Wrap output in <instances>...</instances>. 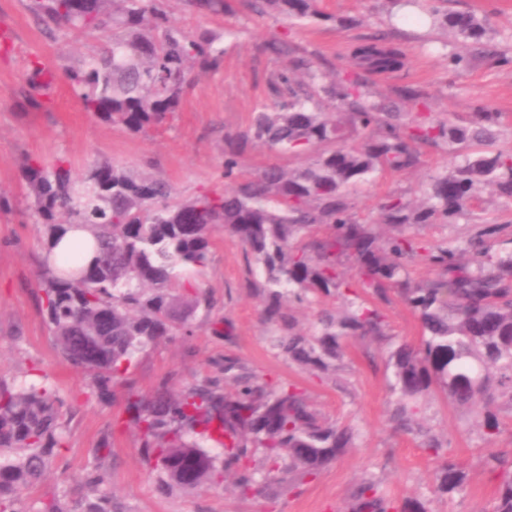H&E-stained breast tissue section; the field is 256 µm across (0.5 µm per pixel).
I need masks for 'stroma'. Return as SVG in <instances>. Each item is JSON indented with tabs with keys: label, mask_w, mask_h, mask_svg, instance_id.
<instances>
[{
	"label": "stroma",
	"mask_w": 512,
	"mask_h": 512,
	"mask_svg": "<svg viewBox=\"0 0 512 512\" xmlns=\"http://www.w3.org/2000/svg\"><path fill=\"white\" fill-rule=\"evenodd\" d=\"M169 4L181 28L224 32L223 63L217 71L195 77L165 124L135 134L84 112L67 81V69L97 49L96 38L64 27L46 32L26 11L25 0H0V30L13 33L9 58H0V191L12 201L10 211H0V378L17 381L29 368L38 367L40 381L54 387L69 421L66 446L54 455L46 479L33 493H22V503L55 495L70 505L73 493L83 490L86 473L96 467L112 492L115 512H345L355 485L370 475L381 479L396 498L424 495L430 512H492L498 483L483 458L492 447L512 445V420L505 421L491 446L467 415L443 397L433 398L426 409L427 423L448 439L449 454L467 473L463 492L450 498L434 495L433 460L388 421V344L349 341L344 361L331 379L309 376L274 356L260 303L244 288L243 248L223 231H215L211 260L196 281L217 300L221 314L233 321L232 340L212 336L206 324H199L188 340L163 341L140 355L130 380L142 394L166 375L182 388L216 375L215 360L229 350L258 372L304 387L328 418L355 427L359 437L356 448L304 484L300 494L283 492L244 501L228 483L191 493L159 494L134 430H113L116 417L124 412V388L115 387L107 399H100L91 392L89 376L59 356L38 307L42 228L26 220L31 199L21 178L24 158L32 154L50 160L66 154L78 170L107 160L168 181L178 196H191L221 183L218 144L225 131L246 129L253 112L272 103L267 81L285 60L266 51L268 42L289 35L296 45L339 69L363 37L386 30L388 16L387 7L376 0H317L324 20L291 27L277 15L258 16L243 9L232 16L197 15L185 11L181 0ZM446 8L489 16L492 34L468 48L473 62L457 71L449 69L440 43L420 42L424 26L402 22L398 41L406 53L405 66L376 79L375 90L384 93L393 84L418 85L429 93L435 116L466 121L482 106L500 112L503 125L512 128V62H499L503 54L512 59V0H448ZM339 16L355 17L358 23L339 28ZM33 53L42 55L53 72L54 107L48 112L20 105L24 64ZM422 160L415 172L386 174L355 186L351 197L358 214L377 218L385 195L400 190L419 195L427 175L452 163L450 156L428 148ZM105 435L112 438V453L98 461L93 450Z\"/></svg>",
	"instance_id": "stroma-1"
}]
</instances>
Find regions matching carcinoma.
<instances>
[{
	"label": "carcinoma",
	"mask_w": 512,
	"mask_h": 512,
	"mask_svg": "<svg viewBox=\"0 0 512 512\" xmlns=\"http://www.w3.org/2000/svg\"><path fill=\"white\" fill-rule=\"evenodd\" d=\"M82 2L26 0V8L48 28L101 37L99 49L66 74L84 111L101 121L132 132L158 127L179 107L192 75L221 66L224 33L175 26L168 0ZM442 2L426 3L442 34L478 44L491 32L488 18L449 12ZM237 3L291 23L328 19L316 0H185L196 12L222 16L235 14ZM388 37L367 39L332 72L305 48L271 42L272 52L292 55L269 82L273 103L260 105L246 129L224 133V184L192 197L108 161L77 174L66 155L26 156L22 180L33 197L28 219L43 225L45 249L70 224L94 235L90 265H81L78 248L62 258L77 275L41 266L38 305L62 359L88 372L101 398L130 385L137 355L194 335L200 312L212 335L234 336L194 278L211 259L217 228L243 246L246 287L261 302L271 349L311 376L336 373L350 339L391 340L386 308L401 302L417 319L419 339L389 352V421L436 459L434 492L444 497L464 490L466 472L448 456V441L422 423L430 399L441 394L463 412L480 407L474 418L488 444L502 431V414L512 416V249L496 248L508 225L486 224L476 212L487 194L512 203V146L497 144L498 112L456 123L430 112L420 86L376 95L366 75L404 66L403 52L384 44ZM26 85L25 104L49 110L51 80L38 56L27 61ZM254 145L306 162L246 174L242 159ZM423 147L448 152L453 165L430 176L421 199L391 193L376 223L361 222L350 188L420 167ZM461 218L471 230L460 241L419 233ZM416 262L432 276L413 278ZM295 304L321 307L307 331L298 329ZM215 365L220 375L179 391L168 376L147 395L128 390L127 423L160 493L218 485L229 474L242 499L275 487L293 492L355 447L354 429L326 418L303 388L267 379L229 351ZM60 408L44 384L0 379V512H65L54 498L18 508L20 493L40 484L66 443ZM484 463L500 481L493 512H512V448L493 450ZM80 512H113L112 498L101 493ZM347 512L429 510L419 498L396 500L369 476L355 486Z\"/></svg>",
	"instance_id": "cac0c4a2"
}]
</instances>
